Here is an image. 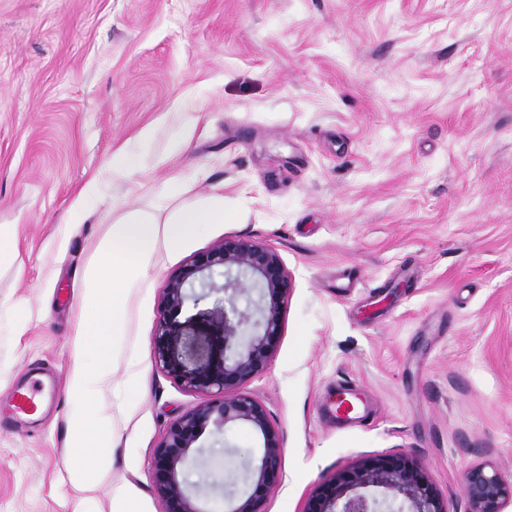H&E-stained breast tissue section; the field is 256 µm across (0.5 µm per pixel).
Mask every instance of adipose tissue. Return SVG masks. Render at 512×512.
<instances>
[{
    "label": "adipose tissue",
    "mask_w": 512,
    "mask_h": 512,
    "mask_svg": "<svg viewBox=\"0 0 512 512\" xmlns=\"http://www.w3.org/2000/svg\"><path fill=\"white\" fill-rule=\"evenodd\" d=\"M193 187L192 178L177 173L165 184V203L112 206L107 228L83 270L81 298L89 314L80 318L76 328L82 357L71 369L68 387L72 399L69 446L81 461L69 466L67 473L70 483L84 490H93L95 474L111 465L113 418L101 415L100 434L93 442L85 435V422L91 403L114 372L113 353L128 333L125 305L130 295L146 287L145 272L156 265L160 253L179 252L206 225L235 220L223 193L198 196ZM88 356L96 359L95 367L86 366Z\"/></svg>",
    "instance_id": "ef3b65f1"
}]
</instances>
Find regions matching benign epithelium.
Listing matches in <instances>:
<instances>
[{
    "instance_id": "1",
    "label": "benign epithelium",
    "mask_w": 512,
    "mask_h": 512,
    "mask_svg": "<svg viewBox=\"0 0 512 512\" xmlns=\"http://www.w3.org/2000/svg\"><path fill=\"white\" fill-rule=\"evenodd\" d=\"M293 280L274 249L243 236H226L194 255L164 290L163 317L153 337L157 366L187 390L204 396L170 423L154 450L153 479L165 512H206L186 486L182 469L205 433L247 425L258 446L245 490L224 501V512H263L283 477V436L265 404L246 390L278 350ZM213 297L223 313L208 336L183 333L178 316L187 301ZM467 512H505L512 479L477 465L466 476ZM448 512L426 467L397 452L364 461L319 485L305 512Z\"/></svg>"
}]
</instances>
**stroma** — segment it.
I'll use <instances>...</instances> for the list:
<instances>
[{
    "mask_svg": "<svg viewBox=\"0 0 512 512\" xmlns=\"http://www.w3.org/2000/svg\"><path fill=\"white\" fill-rule=\"evenodd\" d=\"M119 151L132 175L113 174ZM176 172L238 220L161 255L131 295L94 404L117 440L91 512L121 488L164 512L153 453L199 396L154 362L163 293L227 235L294 279L247 386L283 434L264 512H304L321 482L391 452L425 465L448 512H465L472 466L512 473V0H0V512H74L81 271L111 205L160 203ZM46 376L54 406L4 410ZM343 379L374 425L332 419ZM256 445L239 425L193 456L204 512L243 492Z\"/></svg>",
    "mask_w": 512,
    "mask_h": 512,
    "instance_id": "obj_1",
    "label": "stroma"
}]
</instances>
